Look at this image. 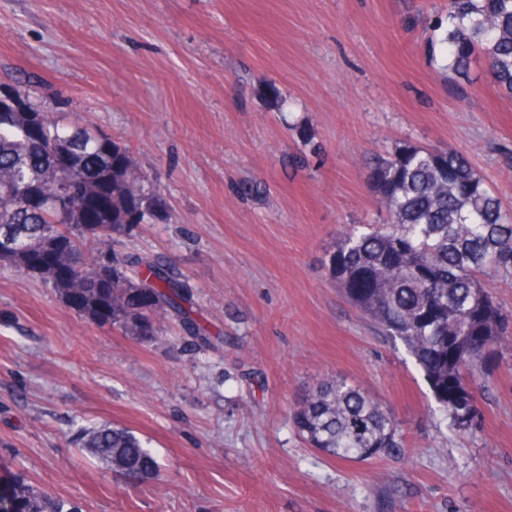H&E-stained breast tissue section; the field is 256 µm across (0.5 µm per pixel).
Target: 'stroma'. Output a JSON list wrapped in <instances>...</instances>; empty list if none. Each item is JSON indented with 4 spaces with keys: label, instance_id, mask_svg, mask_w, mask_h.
<instances>
[{
    "label": "stroma",
    "instance_id": "obj_1",
    "mask_svg": "<svg viewBox=\"0 0 512 512\" xmlns=\"http://www.w3.org/2000/svg\"><path fill=\"white\" fill-rule=\"evenodd\" d=\"M447 0H0V91L126 145L163 214L113 234L177 271L211 335L157 339L80 317L0 268V483L81 512H512V348L460 438L403 345L330 279L346 224L375 221L365 162L453 148L512 204V98L473 63L466 98L426 48ZM62 89V98L44 85ZM395 415L369 463L306 447L293 403L324 378ZM115 423L162 468L130 485L72 442Z\"/></svg>",
    "mask_w": 512,
    "mask_h": 512
}]
</instances>
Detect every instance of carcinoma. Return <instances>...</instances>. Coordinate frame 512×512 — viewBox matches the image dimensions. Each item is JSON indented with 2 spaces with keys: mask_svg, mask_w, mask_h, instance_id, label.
<instances>
[{
  "mask_svg": "<svg viewBox=\"0 0 512 512\" xmlns=\"http://www.w3.org/2000/svg\"><path fill=\"white\" fill-rule=\"evenodd\" d=\"M432 28L439 38L430 49H439L457 94L466 93L461 80L480 61L512 97V0H448L446 19ZM365 180L385 219L344 228L325 266L347 301L403 344L448 428L468 433L487 366L512 346V314L488 291L491 279L512 281V210L449 147L397 143L370 159ZM160 209L150 176L125 145L26 104L0 111V239L12 242L0 266L22 271L29 254L51 252L56 264L31 276L84 317L152 337L174 315L196 344L208 345L211 336L193 317L173 268L112 249V234ZM292 420L308 447L333 458L366 461L402 447L390 409L343 379L318 382ZM75 442L129 483L159 470L127 427L81 428ZM0 512L79 510L18 479L0 483Z\"/></svg>",
  "mask_w": 512,
  "mask_h": 512,
  "instance_id": "cac0c4a2",
  "label": "carcinoma"
}]
</instances>
